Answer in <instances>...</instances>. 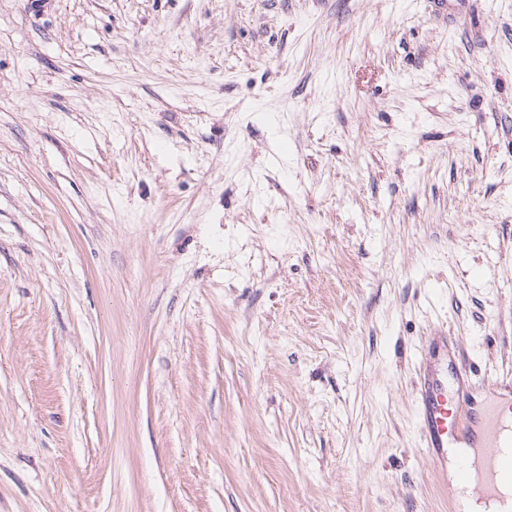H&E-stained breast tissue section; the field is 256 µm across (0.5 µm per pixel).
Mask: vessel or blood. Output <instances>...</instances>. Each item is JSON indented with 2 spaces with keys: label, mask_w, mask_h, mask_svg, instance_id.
Instances as JSON below:
<instances>
[{
  "label": "vessel or blood",
  "mask_w": 512,
  "mask_h": 512,
  "mask_svg": "<svg viewBox=\"0 0 512 512\" xmlns=\"http://www.w3.org/2000/svg\"><path fill=\"white\" fill-rule=\"evenodd\" d=\"M479 388L458 371L453 382L424 378L418 398V428L440 477L476 484L481 499H499L501 486L512 487V424L503 425L497 410L478 400ZM461 449L456 461L448 451Z\"/></svg>",
  "instance_id": "obj_1"
}]
</instances>
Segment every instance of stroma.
Returning a JSON list of instances; mask_svg holds the SVG:
<instances>
[{
    "label": "stroma",
    "mask_w": 512,
    "mask_h": 512,
    "mask_svg": "<svg viewBox=\"0 0 512 512\" xmlns=\"http://www.w3.org/2000/svg\"><path fill=\"white\" fill-rule=\"evenodd\" d=\"M456 358L512 375V0H0V512H448Z\"/></svg>",
    "instance_id": "obj_1"
}]
</instances>
